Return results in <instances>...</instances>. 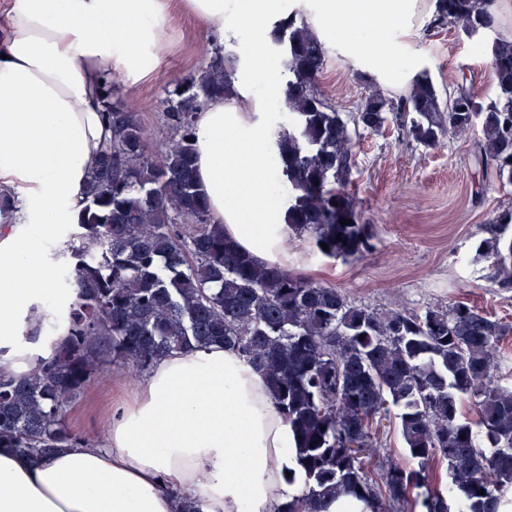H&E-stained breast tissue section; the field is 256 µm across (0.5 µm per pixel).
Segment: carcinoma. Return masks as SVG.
Returning a JSON list of instances; mask_svg holds the SVG:
<instances>
[{"mask_svg":"<svg viewBox=\"0 0 512 512\" xmlns=\"http://www.w3.org/2000/svg\"><path fill=\"white\" fill-rule=\"evenodd\" d=\"M492 4L438 0L431 27L494 32ZM269 37L288 74V122L272 133L288 188V238L345 260L370 250L347 191L360 128L394 123L425 147L478 128L476 162L512 184V41L497 36L482 45L494 74L488 101L459 80L450 92L461 104L452 112L423 69L403 94L376 90L361 113L344 116L319 89L327 50L303 13L279 21ZM239 60L213 44L200 74L174 83L163 101L170 137L162 148L104 80L112 140L64 250L75 293L61 317L67 335L49 341L29 375L0 368V448L33 456L73 448L80 438L67 426L69 407L105 366L119 362L137 380L164 355L218 343L261 373L296 434L306 483L277 512H318L325 497L340 493L372 512H404L409 492L421 488L424 512H498L512 488V387L494 371L512 327L465 301L422 313L355 306L339 288L237 251L195 182V118L208 103L237 96ZM511 227L508 207L475 253L493 260L503 286L512 284ZM465 401L475 417L460 412ZM391 413L408 458L375 466L374 423ZM436 461L446 462L443 490L430 488Z\"/></svg>","mask_w":512,"mask_h":512,"instance_id":"cac0c4a2","label":"carcinoma"}]
</instances>
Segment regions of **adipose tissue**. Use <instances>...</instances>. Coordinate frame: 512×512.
<instances>
[{
    "mask_svg": "<svg viewBox=\"0 0 512 512\" xmlns=\"http://www.w3.org/2000/svg\"><path fill=\"white\" fill-rule=\"evenodd\" d=\"M216 38L252 22L258 41L287 18V0H184ZM166 0H0V188L16 194L0 236V366L26 375L38 352L23 331L57 296L43 247L77 223L88 176L112 131L101 83L136 78L165 38ZM436 0H315L312 27L349 21L384 33L365 71L380 74L412 46ZM196 181L239 251L287 265L285 212L269 202L272 145L235 101L196 115ZM293 429L261 374L220 344L161 357L138 384L105 445L31 458L0 448V512H275L298 495Z\"/></svg>",
    "mask_w": 512,
    "mask_h": 512,
    "instance_id": "ef3b65f1",
    "label": "adipose tissue"
}]
</instances>
